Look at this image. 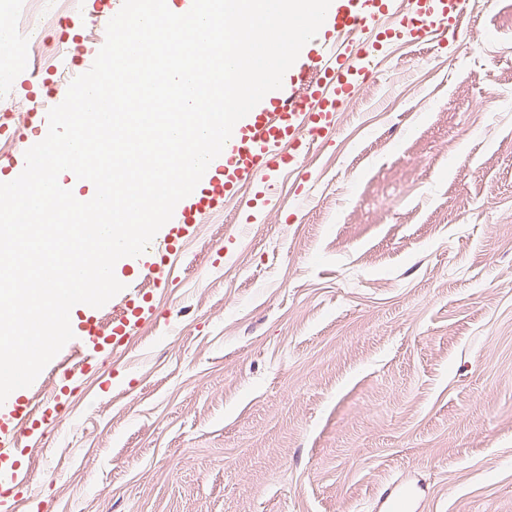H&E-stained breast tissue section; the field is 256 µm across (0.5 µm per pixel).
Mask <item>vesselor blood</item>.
I'll list each match as a JSON object with an SVG mask.
<instances>
[{"instance_id": "b4317fda", "label": "vessel or blood", "mask_w": 512, "mask_h": 512, "mask_svg": "<svg viewBox=\"0 0 512 512\" xmlns=\"http://www.w3.org/2000/svg\"><path fill=\"white\" fill-rule=\"evenodd\" d=\"M347 10L333 15V35L313 39L306 68L297 85H285L265 95L237 126L224 147V162L206 171L205 188L181 200L169 222L168 233L155 236L147 253L150 263L142 273L154 287L167 282V261L180 253L199 231L205 217L234 198L240 186L255 189L246 207L270 204L279 197L277 173L301 167L312 145L330 135L336 119L359 76L369 73L385 42L406 38L415 45L427 42L431 32L456 39L465 12V0H348ZM112 321L91 326L84 338L82 372L98 368L99 354L125 347L153 319L151 299L136 286L112 306ZM74 373L63 370L53 388L45 391L38 409L28 400L0 405V506L14 491L33 494L28 473L18 466L16 451L23 442L43 437L59 422Z\"/></svg>"}]
</instances>
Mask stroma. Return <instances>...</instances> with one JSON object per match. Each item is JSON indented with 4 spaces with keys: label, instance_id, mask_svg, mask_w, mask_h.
Listing matches in <instances>:
<instances>
[{
    "label": "stroma",
    "instance_id": "stroma-1",
    "mask_svg": "<svg viewBox=\"0 0 512 512\" xmlns=\"http://www.w3.org/2000/svg\"><path fill=\"white\" fill-rule=\"evenodd\" d=\"M9 60L0 132L48 129ZM207 221L146 326L18 459L14 512H512V0L387 45L280 203Z\"/></svg>",
    "mask_w": 512,
    "mask_h": 512
}]
</instances>
